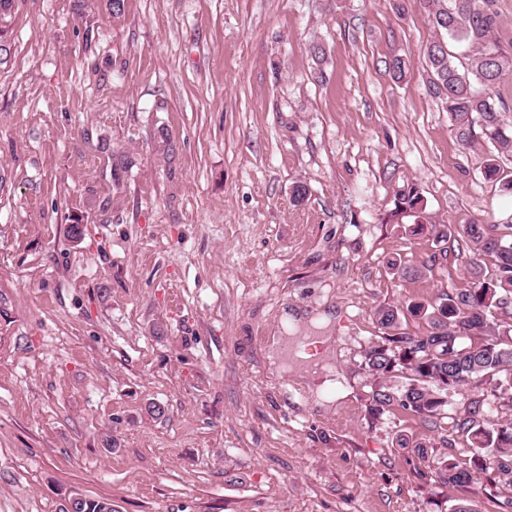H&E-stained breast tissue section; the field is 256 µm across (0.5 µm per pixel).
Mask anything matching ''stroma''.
Returning a JSON list of instances; mask_svg holds the SVG:
<instances>
[{
    "label": "stroma",
    "mask_w": 512,
    "mask_h": 512,
    "mask_svg": "<svg viewBox=\"0 0 512 512\" xmlns=\"http://www.w3.org/2000/svg\"><path fill=\"white\" fill-rule=\"evenodd\" d=\"M10 28L0 512H448L396 443L433 433L371 422L362 352L378 307L469 262L435 259L401 194L512 224L484 173L512 152L457 141L418 0H19ZM291 310L334 315L316 372L268 359Z\"/></svg>",
    "instance_id": "stroma-1"
}]
</instances>
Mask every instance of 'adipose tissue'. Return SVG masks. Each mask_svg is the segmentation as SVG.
<instances>
[{
    "mask_svg": "<svg viewBox=\"0 0 512 512\" xmlns=\"http://www.w3.org/2000/svg\"><path fill=\"white\" fill-rule=\"evenodd\" d=\"M286 318L289 325L303 328L304 333L293 337L289 342L277 336L272 337L268 357L272 365L281 370L290 365L308 363L311 359L307 352L308 347L327 345L330 341L327 331L332 323V317L327 313L309 317L304 313L293 311L287 313Z\"/></svg>",
    "mask_w": 512,
    "mask_h": 512,
    "instance_id": "1",
    "label": "adipose tissue"
}]
</instances>
